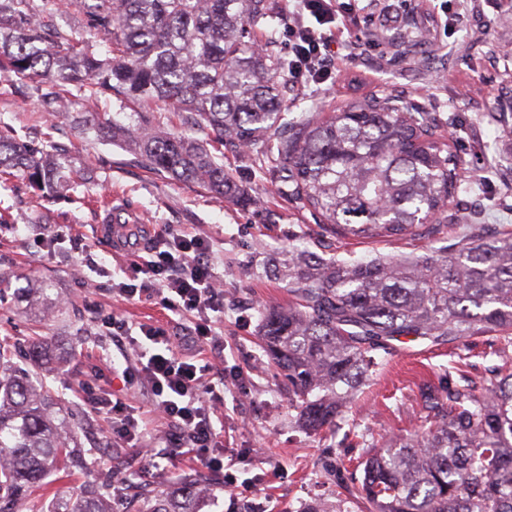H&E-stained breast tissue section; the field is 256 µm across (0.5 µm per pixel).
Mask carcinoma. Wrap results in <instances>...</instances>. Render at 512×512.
<instances>
[{
  "mask_svg": "<svg viewBox=\"0 0 512 512\" xmlns=\"http://www.w3.org/2000/svg\"><path fill=\"white\" fill-rule=\"evenodd\" d=\"M59 0H0V77L40 92L56 112L73 100L114 96L163 104L219 144L252 147L277 190L320 214L336 241L435 242L413 259L347 263L295 248L288 308L261 309V343L308 434L336 430L394 343H464L485 337L498 362L475 380L461 362L448 384L418 386L423 423L382 440L346 477L347 497L307 512H512V232L466 235L436 246L449 203L480 183L448 149L426 112L364 95L332 111L311 105L288 119L281 91L288 61L247 40L272 17V0H79L76 36L57 21ZM105 43L106 53L98 46ZM137 120L96 117L103 138L134 149L144 166L226 201H247L202 141ZM66 148L0 133V185L24 176L41 197L81 184ZM0 342V512H202L203 473L142 483L90 482L52 500L49 472L77 467L85 451L48 414L49 390L13 368Z\"/></svg>",
  "mask_w": 512,
  "mask_h": 512,
  "instance_id": "cac0c4a2",
  "label": "carcinoma"
}]
</instances>
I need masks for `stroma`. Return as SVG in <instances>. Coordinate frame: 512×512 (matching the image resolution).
Returning <instances> with one entry per match:
<instances>
[{"instance_id":"35a3bbf8","label":"stroma","mask_w":512,"mask_h":512,"mask_svg":"<svg viewBox=\"0 0 512 512\" xmlns=\"http://www.w3.org/2000/svg\"><path fill=\"white\" fill-rule=\"evenodd\" d=\"M340 66L334 81L288 89L285 108L298 115L311 103L332 109L353 97L392 96L411 109L430 113L439 135L480 176L476 190L460 192L449 205L462 220L448 226L457 242L468 226L512 230V0H355L347 29L330 48ZM89 110L69 106L63 116L49 114L41 98L0 78V130L36 140L53 135L67 146L75 167L88 180L71 198H37L25 180L0 189V210L10 221L0 226V275L9 287L0 294V340L16 348L17 363L47 386L67 412L65 429L87 448L88 466L48 478L47 494L61 493L105 475L153 480L135 449L120 446L112 425L93 414L78 394L79 381L95 391L129 399L146 424L145 448L164 446L169 432L148 411L143 394L132 393L121 374L136 363L135 349H119L100 326L114 311L130 324H161L177 336L185 352L196 351L192 324L154 302L112 298L123 255L94 237L99 213L93 198L115 196L123 221L164 224L210 239L217 280L224 289V316L216 331L224 342V368L240 372L224 391V463L238 478L260 484L249 495L220 489L205 512H304L307 504L336 503V474L366 455L369 442L321 438L300 431L279 370L259 343V311L291 298L288 252L305 247L343 261L401 258L423 254L427 240L385 238L337 243L310 212L281 196L262 170L255 151L224 147V170L257 202L240 205L212 196L194 184L172 180L145 168L139 156L96 135L82 123ZM78 230L102 272L79 279L77 256L62 249L43 256L40 236L58 226ZM37 281L52 286V307L41 309L21 288ZM110 354L115 371L99 372L98 358ZM466 358L472 376L493 359L484 338L466 345L414 341L397 345L383 367L360 389L347 420L376 437L409 434L421 423L418 385L445 386L448 369Z\"/></svg>"}]
</instances>
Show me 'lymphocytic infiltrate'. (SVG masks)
Segmentation results:
<instances>
[{
	"label": "lymphocytic infiltrate",
	"instance_id": "obj_1",
	"mask_svg": "<svg viewBox=\"0 0 512 512\" xmlns=\"http://www.w3.org/2000/svg\"><path fill=\"white\" fill-rule=\"evenodd\" d=\"M298 17L287 31L288 83H324L336 77V63L328 50L336 34L345 31L344 0H297ZM209 241L197 234L171 228L159 231L150 251L131 252L123 278L112 284V295L128 301L145 295L175 314L191 319L200 346L213 340L214 318L224 314V292L217 286ZM113 340L136 346L140 357L125 367L126 376L139 381L149 396L151 413L175 430L171 444L153 449L144 465L163 471L165 464L190 453L219 474L224 487L237 485L224 469V448L213 416L224 402L228 383L225 369L213 360L181 353L175 337L162 326L131 327L111 313L101 319ZM93 412L112 422V432L126 447L144 438L141 417L122 398L108 393H88Z\"/></svg>",
	"mask_w": 512,
	"mask_h": 512
}]
</instances>
